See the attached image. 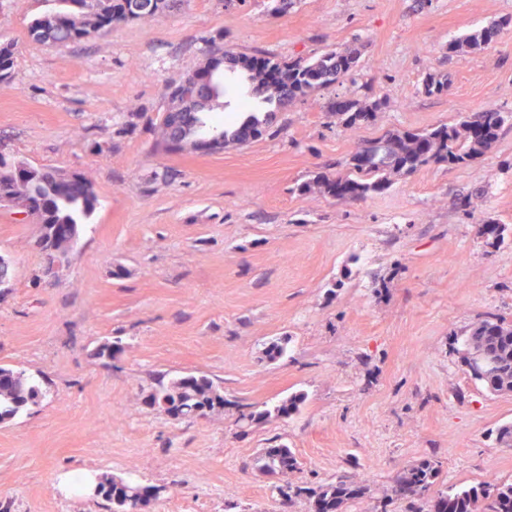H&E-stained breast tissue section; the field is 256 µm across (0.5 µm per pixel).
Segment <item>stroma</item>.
Here are the masks:
<instances>
[{"instance_id":"35a3bbf8","label":"stroma","mask_w":512,"mask_h":512,"mask_svg":"<svg viewBox=\"0 0 512 512\" xmlns=\"http://www.w3.org/2000/svg\"><path fill=\"white\" fill-rule=\"evenodd\" d=\"M271 3L181 0L150 24L50 46L28 27L58 0H0V43L15 47L0 155L81 172L99 198L51 275L35 217L0 207V365L43 389L0 423V512H109L68 486L74 473L154 487L146 512H311L281 487L342 475L366 493L341 512H372L423 459L451 487L512 481L498 439L512 393L476 381L457 343L486 319L512 325V121L478 158L392 177L360 201L296 191L387 131L512 114V29L448 50L512 16V0H294L281 15ZM215 38L286 62L353 49L360 65L247 143L154 152L165 85L202 67ZM429 73L447 93H423ZM249 87L245 71L226 74L209 125L243 120ZM343 99L381 107L353 131L332 110ZM105 344L113 357L97 356ZM187 375L219 384L224 408L174 421L146 404L156 380ZM299 393L289 417L239 418ZM282 445L299 468L261 474V449ZM511 23V17L491 20L477 32L463 38L449 41L448 50L449 52H454L463 47L474 49L488 48L494 39L503 32V30L507 29Z\"/></svg>"}]
</instances>
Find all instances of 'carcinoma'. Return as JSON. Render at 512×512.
I'll list each match as a JSON object with an SVG mask.
<instances>
[{
	"label": "carcinoma",
	"mask_w": 512,
	"mask_h": 512,
	"mask_svg": "<svg viewBox=\"0 0 512 512\" xmlns=\"http://www.w3.org/2000/svg\"><path fill=\"white\" fill-rule=\"evenodd\" d=\"M63 9L34 19L31 36L40 42L63 44L76 42L90 35H104L123 24L149 22L173 8L176 0H154L151 8L135 11L131 0H60ZM512 25V18L494 19L477 32L448 42V51L463 47L485 49L503 30ZM13 45L0 44V82L12 78ZM208 57L213 62L165 89L167 111L180 113L175 125L162 122L155 149L166 154L185 150L200 152L210 133L205 113L219 104L222 87L210 89L204 76L219 70L224 63V44L211 41ZM358 53L328 51L309 61L281 63L263 58L259 66H247L252 92L263 96V103L277 109L294 105L316 89L333 84L358 67ZM424 93L448 91L449 80L428 74L422 82ZM381 102L362 105L354 100L336 104L346 116V125L355 127L367 121L380 108ZM507 117L494 110L460 112L454 124H441L422 132L392 131L369 146H359L351 154L345 171L320 172L313 180L298 187L301 192L313 189L340 201H356L369 193L386 188L394 175L411 174L431 163L459 164L482 155L497 140ZM263 134V120L251 114L236 129L216 130L215 136L226 143H242L247 135ZM97 195L92 182L82 173L55 168L26 167L9 162L0 155V205H8L19 213L39 219L42 233L39 248L46 258H68L75 248L80 226L88 223L96 206ZM462 359L473 378L488 391L512 393V327L495 320H485L462 337ZM41 394L39 383L26 371L0 366V423L10 421L37 403ZM303 400L297 395L282 405L261 412H244L242 419L254 421L271 412L287 415ZM151 405L173 420L204 418L224 406L221 386L207 376H182L158 381L150 393ZM263 474H278L299 468L291 449L265 448L257 458ZM440 468L430 460L408 465L394 479L392 491L406 499H428L429 512H448V504L460 505L458 512H512V482L487 481L463 488L439 484ZM100 494L112 504V512H137L154 495V489L138 482L114 477L98 483ZM366 493L355 477L343 475L336 481L316 489L297 486L288 488L285 497L308 495L314 512H337L342 505Z\"/></svg>",
	"instance_id": "1"
}]
</instances>
